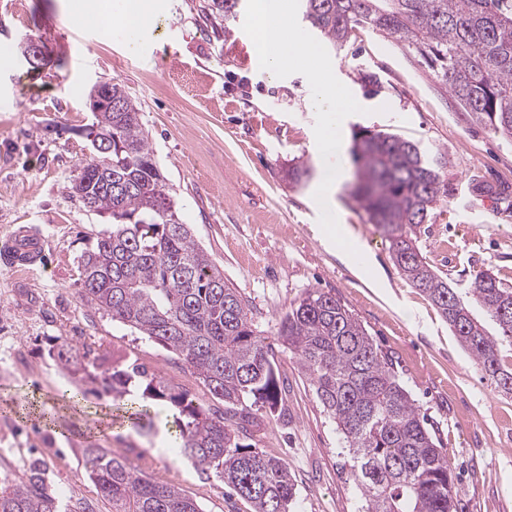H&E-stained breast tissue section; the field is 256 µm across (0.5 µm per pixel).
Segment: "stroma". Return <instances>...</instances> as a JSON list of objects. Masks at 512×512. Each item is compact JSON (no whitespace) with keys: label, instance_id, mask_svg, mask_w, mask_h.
Instances as JSON below:
<instances>
[{"label":"stroma","instance_id":"35a3bbf8","mask_svg":"<svg viewBox=\"0 0 512 512\" xmlns=\"http://www.w3.org/2000/svg\"><path fill=\"white\" fill-rule=\"evenodd\" d=\"M207 0H159L143 52L119 32L102 34L84 0H0V244L26 228L44 242L39 262L0 261V476L42 462L63 503L89 512L111 506L87 478L82 451L94 445L127 459L151 481L173 484L204 512H248L222 478L195 469L172 448L173 416L151 425L121 423L111 397L64 398L71 383L49 353L56 338L87 345L100 370L139 364L186 390L210 412L223 402L177 355L95 310L82 298L80 261L107 220L73 186L92 156L88 94L98 83L125 86L140 109L150 147L178 215L243 297L256 329L274 337L305 290L339 298L392 356L412 399L448 452L463 512H512V395L498 392L463 349L441 312L401 274L391 241L368 223L350 194L353 136L363 129L413 141L445 158L444 195L416 230L429 265L455 288L491 270L512 285V141L463 112L414 53L372 29L341 47L320 43L336 88L353 100L338 115L342 153L316 139L327 122L313 100L311 66L280 77L255 61L224 55L227 37L252 51L251 0L234 20L204 17ZM44 44L51 61L31 71L19 42ZM307 162L296 184L289 169ZM343 181L327 187V169ZM337 209L372 264L361 276L317 226ZM276 412L256 411L247 441L282 458L295 478L293 512H361L342 437L291 354Z\"/></svg>","mask_w":512,"mask_h":512}]
</instances>
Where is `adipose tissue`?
<instances>
[{
	"label": "adipose tissue",
	"mask_w": 512,
	"mask_h": 512,
	"mask_svg": "<svg viewBox=\"0 0 512 512\" xmlns=\"http://www.w3.org/2000/svg\"><path fill=\"white\" fill-rule=\"evenodd\" d=\"M86 10L103 30H119L131 48H138L148 33L150 15L143 0H88ZM252 28L257 61L267 72L287 70L296 57L322 58L275 0H254Z\"/></svg>",
	"instance_id": "obj_1"
}]
</instances>
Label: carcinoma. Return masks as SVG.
I'll use <instances>...</instances> for the list:
<instances>
[{"mask_svg":"<svg viewBox=\"0 0 512 512\" xmlns=\"http://www.w3.org/2000/svg\"><path fill=\"white\" fill-rule=\"evenodd\" d=\"M303 16L332 46L367 26L412 49L464 111L512 140V0H303ZM96 123L108 151L83 166L73 189L112 224L81 257L83 297L178 355L224 402V414L210 413L144 366L103 375L89 352L59 338L50 354L90 391L127 400V418L136 425L157 405L173 411L174 447L197 469L223 478L251 512H290L295 480L288 465L243 443L253 406L261 402L273 413L281 400L276 353L224 270L181 222L139 108L123 85L112 84V110L99 113ZM353 155L362 180L352 194L392 240L398 268L439 309L498 391L512 395V368L499 360L502 342L512 344V286L488 270L474 277L472 299L501 330L489 336L416 245L417 227L441 201L439 163L425 159L415 143L381 132L357 134ZM277 336L336 423L364 512H458L448 452L388 354L340 300L305 291ZM82 462L112 512H202L178 486L155 483L101 448L83 449ZM0 512L74 510L33 459L23 478L0 481Z\"/></svg>","mask_w":512,"mask_h":512,"instance_id":"obj_1","label":"carcinoma"}]
</instances>
